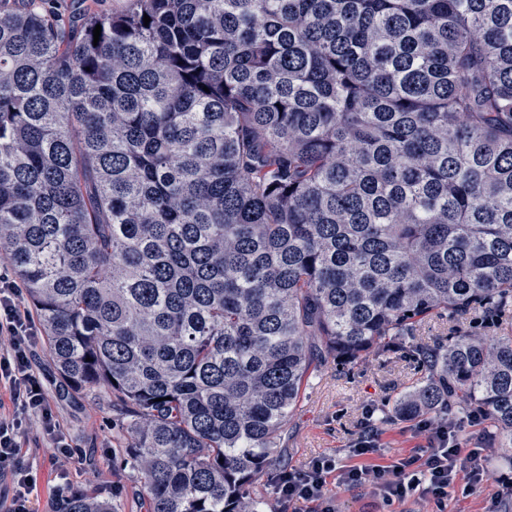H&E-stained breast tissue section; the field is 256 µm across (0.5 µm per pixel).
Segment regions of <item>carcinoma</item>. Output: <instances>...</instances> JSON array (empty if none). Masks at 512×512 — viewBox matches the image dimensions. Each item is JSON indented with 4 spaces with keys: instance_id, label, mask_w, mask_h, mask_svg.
Segmentation results:
<instances>
[{
    "instance_id": "1",
    "label": "carcinoma",
    "mask_w": 512,
    "mask_h": 512,
    "mask_svg": "<svg viewBox=\"0 0 512 512\" xmlns=\"http://www.w3.org/2000/svg\"><path fill=\"white\" fill-rule=\"evenodd\" d=\"M3 2L0 256L149 512H261L302 391L371 349L512 461V335L414 341L512 307V0ZM38 3L48 12L62 13L66 18L76 21L89 11L111 14L127 5L124 0H45Z\"/></svg>"
}]
</instances>
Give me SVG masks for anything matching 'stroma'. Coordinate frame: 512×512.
I'll return each instance as SVG.
<instances>
[{"instance_id":"obj_1","label":"stroma","mask_w":512,"mask_h":512,"mask_svg":"<svg viewBox=\"0 0 512 512\" xmlns=\"http://www.w3.org/2000/svg\"><path fill=\"white\" fill-rule=\"evenodd\" d=\"M31 363L43 379L59 430L75 450L72 459L57 462L56 450L38 419H31L22 439L24 458L37 478L31 512H54L61 496L72 490L109 501L116 512H147L140 485L124 462L128 435L119 425L109 392L78 390L63 381L50 364L45 341L36 343ZM423 379V368L406 349L371 350L343 364L327 363L285 427L279 466L262 474L255 495L264 503L273 501L279 467H300L315 456L329 454L349 462L365 407H392ZM379 428L380 444L392 455L409 454L425 443L414 420L405 417L380 423ZM446 512H512V464L502 453H494L490 480L469 496L449 498Z\"/></svg>"}]
</instances>
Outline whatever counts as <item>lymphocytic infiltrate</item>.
Here are the masks:
<instances>
[{"mask_svg":"<svg viewBox=\"0 0 512 512\" xmlns=\"http://www.w3.org/2000/svg\"><path fill=\"white\" fill-rule=\"evenodd\" d=\"M23 290L7 274L0 272V337L8 342L0 352V388L6 389L11 410L0 411V473L10 474L12 498L9 512H29V502L36 489V480L24 462L21 438L31 418H39L44 433L62 456L72 450L58 432L47 406L42 381L29 359L40 329L33 316L22 306ZM419 431L426 439L424 447L390 465H364L361 457L380 454V433L373 423H365L351 456L354 465L338 464L335 457L312 458L301 469L282 471L278 477V496L270 512H295L298 504H311V512H336L326 492V479L335 476L337 487L371 489L382 506L389 507L411 496L432 501L443 512L450 494L470 495L488 482L487 451L464 449L459 426L454 418H431L419 422Z\"/></svg>","mask_w":512,"mask_h":512,"instance_id":"lymphocytic-infiltrate-1","label":"lymphocytic infiltrate"}]
</instances>
